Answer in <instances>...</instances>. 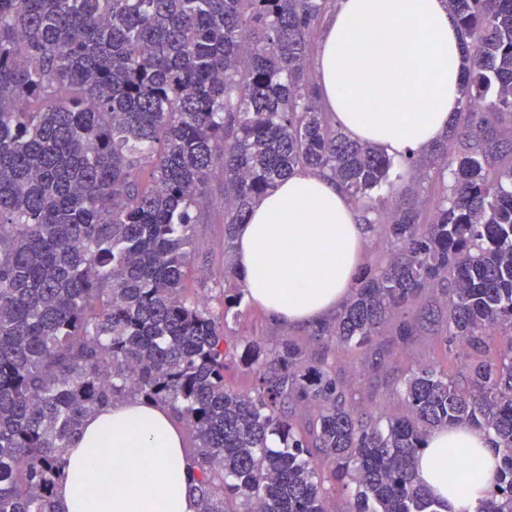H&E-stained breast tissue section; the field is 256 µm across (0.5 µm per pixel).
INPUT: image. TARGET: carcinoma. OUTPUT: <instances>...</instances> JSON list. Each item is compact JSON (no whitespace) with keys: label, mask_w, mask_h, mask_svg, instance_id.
<instances>
[{"label":"carcinoma","mask_w":512,"mask_h":512,"mask_svg":"<svg viewBox=\"0 0 512 512\" xmlns=\"http://www.w3.org/2000/svg\"><path fill=\"white\" fill-rule=\"evenodd\" d=\"M334 0H0V512H58L84 420L162 404L192 433L197 512H440L414 463L467 423L501 458L475 512H512V165L482 128L432 152L451 180L427 222L395 204L366 219L390 244L312 336L366 350L425 294L448 289L441 343L454 376L402 380L405 413L369 414L292 339L243 338L255 384L224 380L223 326L185 293L195 225L224 177V251L253 205L298 168L360 202L393 187L395 158L352 140L312 91L314 28ZM465 38V107L512 128V0H449ZM224 317L245 289L224 272ZM500 332L493 350L487 336ZM309 408L298 428L288 407ZM331 483L326 487L325 483Z\"/></svg>","instance_id":"cac0c4a2"}]
</instances>
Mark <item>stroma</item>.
Instances as JSON below:
<instances>
[{
  "mask_svg": "<svg viewBox=\"0 0 512 512\" xmlns=\"http://www.w3.org/2000/svg\"><path fill=\"white\" fill-rule=\"evenodd\" d=\"M439 162L430 152H423L416 163L400 166L395 171L394 190L389 199L393 202L408 200V187L420 191L423 210H430L434 199L443 190L437 176ZM210 196L217 199V206L210 211L207 223L197 225L194 248L204 263L203 272H191L186 279L188 295L205 298L215 317H224V209L219 201L224 197V182L214 179L210 184ZM224 336L229 346H236L242 337H250L267 347H275L282 339L293 338L310 343L315 351H327L328 365L332 375L345 389L355 392L360 402L369 410L398 414L403 410V399L399 380L407 371L433 362L448 365L451 372H458L460 362H448L439 346L441 328L432 321L423 322L416 336L405 345L397 344L393 325H386L381 336L375 340L372 353L339 352L314 340L311 328H291L274 324L267 313L242 301L239 314L225 319Z\"/></svg>",
  "mask_w": 512,
  "mask_h": 512,
  "instance_id": "35a3bbf8",
  "label": "stroma"
}]
</instances>
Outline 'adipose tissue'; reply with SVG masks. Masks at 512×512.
I'll return each mask as SVG.
<instances>
[{
  "mask_svg": "<svg viewBox=\"0 0 512 512\" xmlns=\"http://www.w3.org/2000/svg\"><path fill=\"white\" fill-rule=\"evenodd\" d=\"M463 56L447 0H338L315 76L337 126L404 157L447 131L463 97ZM363 235L357 211L334 180L296 171L237 230L248 301L287 327L319 323L350 293ZM66 458L56 493L60 512H197L182 427L164 405L118 402L88 417ZM452 458L474 464L467 482H457ZM499 465L486 436L466 424L432 433L415 459L418 480L448 512H475Z\"/></svg>",
  "mask_w": 512,
  "mask_h": 512,
  "instance_id": "ef3b65f1",
  "label": "adipose tissue"
}]
</instances>
